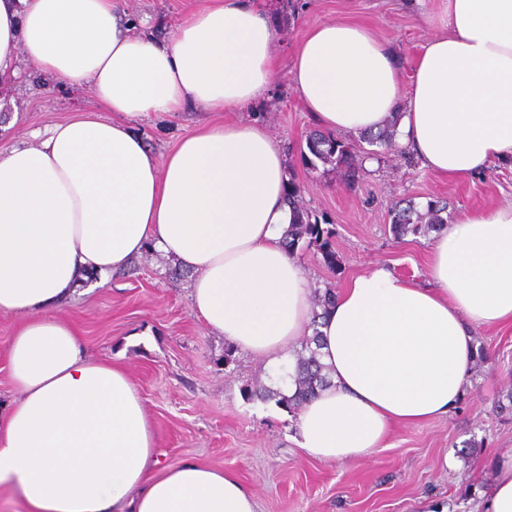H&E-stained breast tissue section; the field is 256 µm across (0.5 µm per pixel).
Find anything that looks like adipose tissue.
Listing matches in <instances>:
<instances>
[{"label":"adipose tissue","mask_w":512,"mask_h":512,"mask_svg":"<svg viewBox=\"0 0 512 512\" xmlns=\"http://www.w3.org/2000/svg\"><path fill=\"white\" fill-rule=\"evenodd\" d=\"M432 31L409 82L393 49L352 22L310 27L293 86L319 126L394 124L421 166L463 181L512 161V0H422ZM277 29L254 0H202L172 37L136 34L121 0H0V74L19 59L91 88L102 112L0 148V312L17 398L0 405V485L28 512H256L229 471L157 468L142 397L51 315L82 274L152 248L192 271L194 314L277 369L319 331L331 383L295 423L311 457L370 456L398 425L448 414L476 361L473 330L512 324V203L436 232L431 286L384 264L353 277L313 321L283 237L296 220L286 156L256 122L204 124L157 159L133 125L150 112H234L278 73ZM477 512H512V450L492 462Z\"/></svg>","instance_id":"1"}]
</instances>
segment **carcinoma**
Wrapping results in <instances>:
<instances>
[{
  "label": "carcinoma",
  "instance_id": "obj_1",
  "mask_svg": "<svg viewBox=\"0 0 512 512\" xmlns=\"http://www.w3.org/2000/svg\"><path fill=\"white\" fill-rule=\"evenodd\" d=\"M393 139L394 129L391 125L374 136L363 137V142L371 146L369 150L358 142H349L330 132L316 131L306 142L307 152L302 154V159L305 165L313 168L317 167L319 162L334 166L343 171L354 186L361 180L364 160L381 155V150L389 148ZM287 191L289 203L294 205L297 213V222L290 225L285 233L288 253L292 255L299 248L311 249L321 254L325 264L336 266V251L332 244L333 231L329 228L330 222L326 215L304 206L302 188L292 177L288 179ZM446 211L448 204L440 201L428 202L426 210L422 212L413 201L407 200L405 205L397 204L391 210V230L398 238L408 234L425 236L447 223L441 216V213ZM314 294L315 305L319 308V311L314 313V317L317 318L332 307L335 292L327 288L323 292L317 289ZM315 341L317 336L308 337L302 349L296 352L295 372L291 375L295 385L292 395H286L281 389L260 386L249 391L248 396L262 401L273 400L290 413L299 410L306 402L316 397L318 391L327 385V376L324 374V366L316 357V351L311 348Z\"/></svg>",
  "mask_w": 512,
  "mask_h": 512
}]
</instances>
